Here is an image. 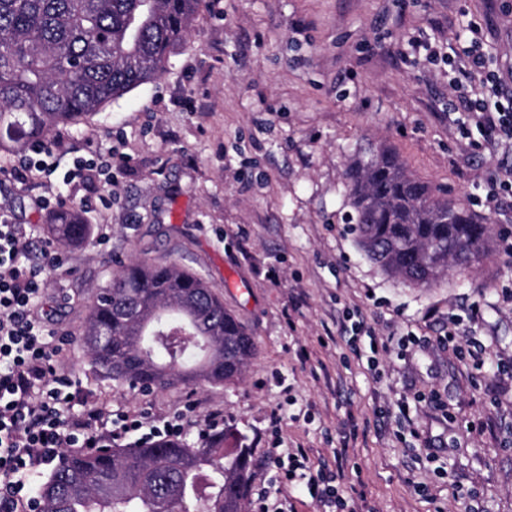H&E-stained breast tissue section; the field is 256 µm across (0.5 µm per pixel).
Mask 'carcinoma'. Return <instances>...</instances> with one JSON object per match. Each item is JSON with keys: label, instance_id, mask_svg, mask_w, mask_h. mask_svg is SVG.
I'll list each match as a JSON object with an SVG mask.
<instances>
[{"label": "carcinoma", "instance_id": "obj_1", "mask_svg": "<svg viewBox=\"0 0 512 512\" xmlns=\"http://www.w3.org/2000/svg\"><path fill=\"white\" fill-rule=\"evenodd\" d=\"M202 0H0V151L44 140L157 79ZM360 244L417 286L479 263L491 224L409 172L387 149L346 170ZM58 242L92 243L77 209L49 218ZM95 365L142 392L242 378L255 343L221 297L175 264H117L91 297L83 336ZM137 464L130 467L125 458ZM250 449L224 432L193 448L157 440L64 451L38 487L44 512H244Z\"/></svg>", "mask_w": 512, "mask_h": 512}]
</instances>
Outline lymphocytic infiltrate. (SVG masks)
Returning <instances> with one entry per match:
<instances>
[{
    "mask_svg": "<svg viewBox=\"0 0 512 512\" xmlns=\"http://www.w3.org/2000/svg\"><path fill=\"white\" fill-rule=\"evenodd\" d=\"M458 77L448 86L464 98L467 108L456 120L462 136L478 129L487 146L512 140V98L490 102L496 94L498 76L490 58L478 46L464 50ZM479 77L480 87L468 85ZM127 155L115 150H97L76 156L63 175V183L79 187L87 180L98 189L80 197L82 210L93 213L110 208L111 198L100 188L112 184L114 172L126 166ZM58 168L53 145L36 141L12 161L10 174L20 184L42 181ZM30 233L15 223L10 209L0 205V512H40L29 488L34 467L59 459L62 449L106 448L112 442L137 437L138 441L178 440L182 419L163 423L150 421L147 413L113 418L109 404L80 405L72 377L59 359L60 345L42 320L40 309L47 269L58 266L56 250L41 248L31 256ZM292 470L305 473L308 495L327 508L343 512L344 499L326 485L323 475L312 474L306 449H297L290 459Z\"/></svg>",
    "mask_w": 512,
    "mask_h": 512,
    "instance_id": "lymphocytic-infiltrate-1",
    "label": "lymphocytic infiltrate"
}]
</instances>
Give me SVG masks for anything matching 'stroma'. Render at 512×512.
I'll return each mask as SVG.
<instances>
[{
  "label": "stroma",
  "instance_id": "stroma-1",
  "mask_svg": "<svg viewBox=\"0 0 512 512\" xmlns=\"http://www.w3.org/2000/svg\"><path fill=\"white\" fill-rule=\"evenodd\" d=\"M479 39L512 95V0H203L153 82L65 128L75 150L131 156L93 242L61 248L43 308L87 401L166 420L183 439L218 413L252 450L248 512H324L288 480L307 449L352 512H512V197L485 207L512 145L461 138L447 58ZM442 48L438 59L416 41ZM489 218L484 260L429 287L358 244L345 170L376 145ZM60 177L0 176V204L49 242L34 199ZM174 263L205 279L257 350L233 384L140 392L91 363L88 299L117 262ZM463 319L478 357L449 346ZM426 483L428 495L418 485Z\"/></svg>",
  "mask_w": 512,
  "mask_h": 512
}]
</instances>
